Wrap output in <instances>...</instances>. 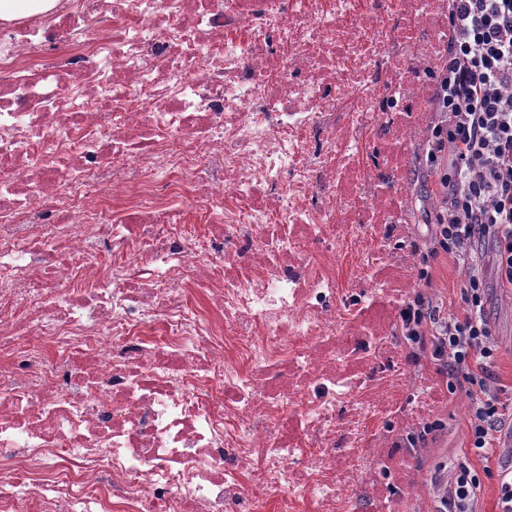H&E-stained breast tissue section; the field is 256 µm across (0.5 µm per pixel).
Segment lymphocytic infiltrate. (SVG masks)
I'll return each mask as SVG.
<instances>
[{"label": "lymphocytic infiltrate", "instance_id": "f902f5d3", "mask_svg": "<svg viewBox=\"0 0 512 512\" xmlns=\"http://www.w3.org/2000/svg\"><path fill=\"white\" fill-rule=\"evenodd\" d=\"M436 87L441 119L431 132L430 158L447 159L448 174L440 179L437 222L417 280L429 283L431 264L448 254L470 270L465 311L436 322L418 293L403 302L399 329L446 377L426 386L425 395L440 400L461 388L470 397L469 449L487 461L500 450L505 418L488 369L495 345L484 317L485 286L471 266L475 244L491 240L501 283L512 287V0H451L447 60ZM480 490L477 472L457 467L437 512H478Z\"/></svg>", "mask_w": 512, "mask_h": 512}]
</instances>
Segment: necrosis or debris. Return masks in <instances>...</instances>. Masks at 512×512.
<instances>
[{"label":"necrosis or debris","mask_w":512,"mask_h":512,"mask_svg":"<svg viewBox=\"0 0 512 512\" xmlns=\"http://www.w3.org/2000/svg\"><path fill=\"white\" fill-rule=\"evenodd\" d=\"M448 0L0 19V512H358ZM67 35L64 60L36 55Z\"/></svg>","instance_id":"4bbe7bcc"}]
</instances>
